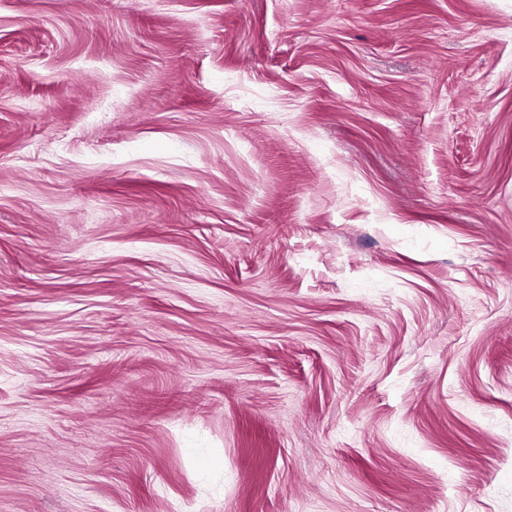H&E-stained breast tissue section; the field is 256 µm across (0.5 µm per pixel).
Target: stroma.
Here are the masks:
<instances>
[{"label":"stroma","mask_w":512,"mask_h":512,"mask_svg":"<svg viewBox=\"0 0 512 512\" xmlns=\"http://www.w3.org/2000/svg\"><path fill=\"white\" fill-rule=\"evenodd\" d=\"M0 512H512V0H0Z\"/></svg>","instance_id":"stroma-1"}]
</instances>
